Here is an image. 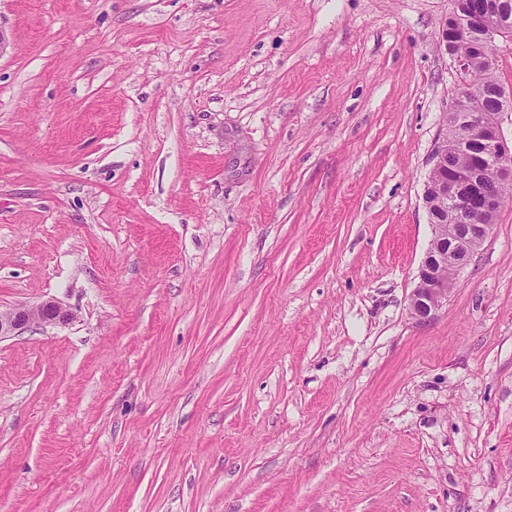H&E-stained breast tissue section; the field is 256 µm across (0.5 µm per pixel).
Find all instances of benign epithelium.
<instances>
[{
	"label": "benign epithelium",
	"mask_w": 512,
	"mask_h": 512,
	"mask_svg": "<svg viewBox=\"0 0 512 512\" xmlns=\"http://www.w3.org/2000/svg\"><path fill=\"white\" fill-rule=\"evenodd\" d=\"M465 10L466 21L444 22L438 37L439 48L451 58L461 90L469 82L473 57L460 53L458 47L472 41L474 30H480V60L492 69L496 65L494 46L500 37L498 30L484 26V0H468ZM447 126L455 130V136L436 141L429 176L437 177V184L429 183L427 188H436L438 198L446 201L448 208L443 211V222L432 225V239L409 298L411 315L423 322L448 298V270L458 271L468 265L494 229L491 219L500 211L503 199L481 191L485 173L491 169L501 182L512 183V146L507 144L497 119L481 111L478 100L462 93L457 95L453 111L447 113ZM467 143L477 147L468 166L448 170V153ZM69 317L53 300L15 307L0 313V340L33 325L55 324Z\"/></svg>",
	"instance_id": "7a95c632"
}]
</instances>
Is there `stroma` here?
Here are the masks:
<instances>
[{"instance_id":"1","label":"stroma","mask_w":512,"mask_h":512,"mask_svg":"<svg viewBox=\"0 0 512 512\" xmlns=\"http://www.w3.org/2000/svg\"><path fill=\"white\" fill-rule=\"evenodd\" d=\"M451 0H0V512H512V202L431 320ZM70 314L57 302L45 300L35 305H21L9 312L0 313V340L18 335L32 325L64 322Z\"/></svg>"}]
</instances>
